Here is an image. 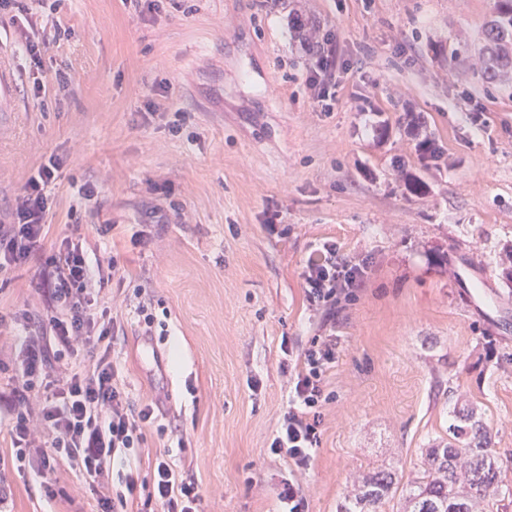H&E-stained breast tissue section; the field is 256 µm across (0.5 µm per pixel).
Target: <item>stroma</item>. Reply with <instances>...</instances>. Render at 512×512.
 <instances>
[{"label":"stroma","mask_w":512,"mask_h":512,"mask_svg":"<svg viewBox=\"0 0 512 512\" xmlns=\"http://www.w3.org/2000/svg\"><path fill=\"white\" fill-rule=\"evenodd\" d=\"M493 0H5L0 61V224L50 158L45 249L65 225L113 256L100 296L118 386L157 427L108 465L192 480L198 512H339L379 468L420 476L455 404L490 427L512 512V80L478 57ZM336 37V99L304 82L308 49ZM46 39L38 58L22 50ZM440 161L418 151L423 139ZM93 187L85 196L84 187ZM111 225L101 234L102 225ZM146 226L144 245L129 226ZM367 262L335 307L299 272L317 243ZM36 261L0 277V390L18 383L16 319L42 310ZM151 309L142 333L138 304ZM335 331L319 445L298 468L272 440L294 361ZM166 363H153L152 348ZM0 423V512H97L78 469L19 471Z\"/></svg>","instance_id":"obj_1"}]
</instances>
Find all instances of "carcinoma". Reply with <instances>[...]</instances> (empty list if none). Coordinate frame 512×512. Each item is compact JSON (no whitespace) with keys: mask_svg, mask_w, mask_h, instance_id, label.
Returning <instances> with one entry per match:
<instances>
[{"mask_svg":"<svg viewBox=\"0 0 512 512\" xmlns=\"http://www.w3.org/2000/svg\"><path fill=\"white\" fill-rule=\"evenodd\" d=\"M480 61L493 80L512 69V0H495ZM490 443L489 427L474 407L464 404L455 411L448 441L426 450L421 478L402 486L396 473L378 469L355 489L342 512H380L398 492L405 512H481L485 500L503 486Z\"/></svg>","mask_w":512,"mask_h":512,"instance_id":"cac0c4a2","label":"carcinoma"}]
</instances>
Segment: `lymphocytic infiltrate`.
Wrapping results in <instances>:
<instances>
[{
    "instance_id": "obj_1",
    "label": "lymphocytic infiltrate",
    "mask_w": 512,
    "mask_h": 512,
    "mask_svg": "<svg viewBox=\"0 0 512 512\" xmlns=\"http://www.w3.org/2000/svg\"><path fill=\"white\" fill-rule=\"evenodd\" d=\"M335 67L336 42L328 35L318 43L306 76L307 84L317 90L318 102L331 97ZM59 167L55 158L41 165L17 199L13 223L0 225V273L40 257L37 274L46 309L27 321L18 355L20 382L9 393L0 392V409L12 417V460L17 468L35 460L45 468L65 461L84 471L94 491L116 455L141 447L144 430L156 417L152 405L134 406L116 383L110 360L114 323L95 312L101 269L91 264L77 227L67 228L51 253L43 251L50 204L47 187ZM367 273L366 264L347 260L335 242L325 241L303 264L300 277L308 302L319 305L360 287ZM80 349L90 367L66 364V357ZM337 354L335 336H320L295 364L291 405L272 446L297 465H307L310 449L318 445L323 375ZM198 499L194 482L162 461L152 482L126 476L123 491L99 497L98 506L99 512H121L128 502L137 501L143 512L156 505L164 512H195Z\"/></svg>"
}]
</instances>
